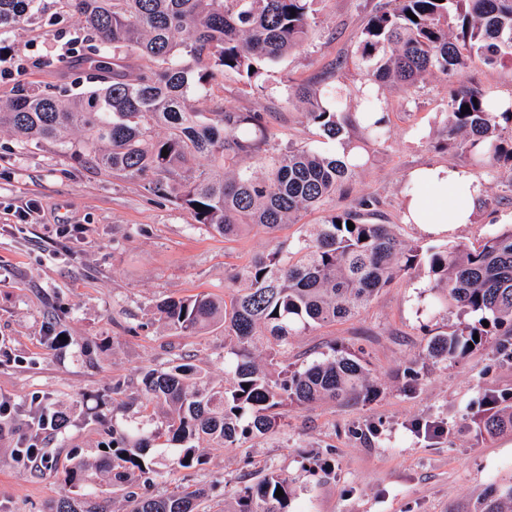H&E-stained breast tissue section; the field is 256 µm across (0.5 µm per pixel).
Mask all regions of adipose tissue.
I'll return each instance as SVG.
<instances>
[{
    "label": "adipose tissue",
    "instance_id": "ef3b65f1",
    "mask_svg": "<svg viewBox=\"0 0 512 512\" xmlns=\"http://www.w3.org/2000/svg\"><path fill=\"white\" fill-rule=\"evenodd\" d=\"M411 185L405 219L435 234L471 223L482 190L481 182L473 173L442 165L416 169Z\"/></svg>",
    "mask_w": 512,
    "mask_h": 512
}]
</instances>
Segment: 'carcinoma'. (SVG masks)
Masks as SVG:
<instances>
[{"mask_svg":"<svg viewBox=\"0 0 512 512\" xmlns=\"http://www.w3.org/2000/svg\"><path fill=\"white\" fill-rule=\"evenodd\" d=\"M56 2L94 40L87 64L96 86L70 99L21 89L0 104V129L25 144L56 143L99 169L142 180L149 194L188 210L195 223L226 239L255 228L273 242L232 273L224 296L202 292L156 305L159 320L177 336L224 329V383L190 363L144 371L141 403L162 407L164 421L112 427V447L95 469L109 474L113 489L155 472L149 448L171 470H190L201 464L202 445L234 448L243 438L272 433L288 407L369 398V371L351 353L332 347L298 368L281 365V356L293 337L357 315L382 288L419 267L435 303L458 317L432 335L427 357L464 360L492 338L512 356V226L476 248L424 249L403 240L394 224L361 222L371 203L359 199L322 224L304 226L291 241L278 236L346 189L368 163L367 144L387 143L389 123L373 119L372 107L337 112L317 89L295 91L292 102L305 106L308 123L353 151L342 157L305 147L268 154L272 133L263 113L223 106L204 116L190 109L189 96L219 77L236 78L252 94L265 92L267 66L303 49L319 0ZM37 5L0 0V35L30 22ZM476 62L512 65V0H394L369 16L351 63L375 84L413 87ZM464 105L470 107L465 115ZM506 127L512 130V100L476 86L449 87L442 148L479 168L512 174ZM75 131L82 133L77 142ZM473 424L481 437L512 430V393H484ZM88 471L87 462L74 461L66 480L75 491L59 498L54 512H102L103 492ZM127 498L126 512H201L205 490ZM292 499L288 478L269 471L218 512H289ZM449 512H512V484L492 486Z\"/></svg>","mask_w":512,"mask_h":512,"instance_id":"carcinoma-1","label":"carcinoma"}]
</instances>
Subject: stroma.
<instances>
[{
  "label": "stroma",
  "mask_w": 512,
  "mask_h": 512,
  "mask_svg": "<svg viewBox=\"0 0 512 512\" xmlns=\"http://www.w3.org/2000/svg\"><path fill=\"white\" fill-rule=\"evenodd\" d=\"M384 2L321 0L308 46L269 67L263 94L220 78L191 95V109L209 113L224 104L259 111L272 146L335 154V141L320 136L292 105L293 91L318 83L336 111H363L366 80L359 71L346 69L333 80L327 73L352 59L368 14ZM0 44L14 54L10 73L0 75L2 101L22 86L66 96L91 86L84 63L91 43L79 17L60 14L56 0H41L38 18L0 36ZM452 83L512 98V68L480 63L450 80L378 88L392 138L370 147L368 164L345 192L303 213L282 236L297 237L303 225L322 223L360 198L377 201L386 223L425 248H473L512 221V180L480 168L474 171L483 191L472 223L433 235L403 221L414 168H471L466 157L437 147ZM32 204L37 212L27 213ZM270 247L254 231L224 240L139 181L97 172L54 144L26 145L0 132V399L16 409L12 433L0 436V512H46L69 494L65 472L72 458L99 459L113 425L142 417V406L127 400L144 370L189 362L223 382V329L173 336L153 308L167 297L223 294L233 269ZM456 321L455 313L434 306L423 270L397 278L357 316L293 337L285 357L299 367L332 345L355 354L371 373L374 397L289 409L277 432L236 448L207 446L196 470L159 466L153 492L203 488L209 505L220 506L238 487L275 470L294 490L293 512H448L475 499L512 477V432L484 438L472 428L485 392L512 391V361L491 348L459 362L427 358L430 332ZM57 334L66 343L54 344ZM411 366L418 381L406 377ZM35 396L69 418L65 429L38 436L48 458L42 465L16 454ZM428 422L442 423L445 434L416 431ZM326 458L334 459V470L320 469Z\"/></svg>",
  "instance_id": "35a3bbf8"
}]
</instances>
